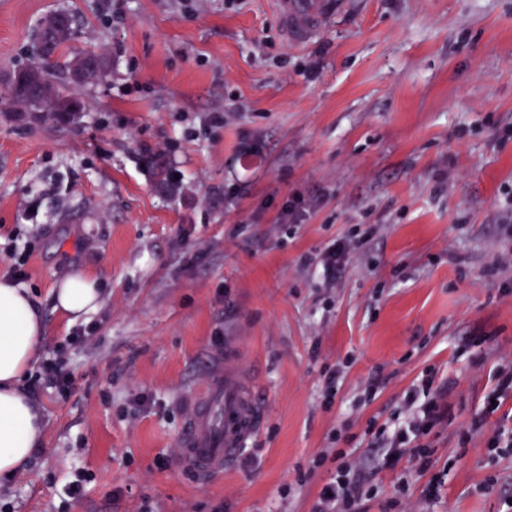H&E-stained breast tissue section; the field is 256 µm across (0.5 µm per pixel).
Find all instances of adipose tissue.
I'll list each match as a JSON object with an SVG mask.
<instances>
[{
	"label": "adipose tissue",
	"instance_id": "adipose-tissue-1",
	"mask_svg": "<svg viewBox=\"0 0 512 512\" xmlns=\"http://www.w3.org/2000/svg\"><path fill=\"white\" fill-rule=\"evenodd\" d=\"M53 298L56 308L75 320L101 304L95 280L81 271L60 280ZM44 332L43 317L28 289L0 276V479L24 469L43 442L41 411L20 383L33 367Z\"/></svg>",
	"mask_w": 512,
	"mask_h": 512
}]
</instances>
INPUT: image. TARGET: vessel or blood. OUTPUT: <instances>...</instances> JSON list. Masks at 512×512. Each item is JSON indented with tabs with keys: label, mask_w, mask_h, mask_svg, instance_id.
<instances>
[{
	"label": "vessel or blood",
	"mask_w": 512,
	"mask_h": 512,
	"mask_svg": "<svg viewBox=\"0 0 512 512\" xmlns=\"http://www.w3.org/2000/svg\"><path fill=\"white\" fill-rule=\"evenodd\" d=\"M277 8L285 31L303 38L323 25L332 5L330 0L316 6L311 0H277ZM262 417L254 382L239 366L234 347H227L223 371L195 398L183 426L181 456L185 466L203 479L223 474L258 431Z\"/></svg>",
	"instance_id": "1"
}]
</instances>
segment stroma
<instances>
[{
  "instance_id": "35a3bbf8",
  "label": "stroma",
  "mask_w": 512,
  "mask_h": 512,
  "mask_svg": "<svg viewBox=\"0 0 512 512\" xmlns=\"http://www.w3.org/2000/svg\"><path fill=\"white\" fill-rule=\"evenodd\" d=\"M334 3L296 41L276 0H0V275L29 253L38 356L65 348L77 378L66 397L25 378L44 446L0 512H314L354 461L363 512H505L512 453L481 413L512 367V267L493 268L512 248V0ZM63 10L62 59L110 71L76 87L79 122L31 125L3 79ZM296 196L313 206L283 223ZM343 238L360 247L326 282ZM75 270L102 305L73 322L51 291ZM229 344L264 418L210 483L181 432ZM413 390L450 417L389 448ZM358 245L359 242L342 239L329 246L319 260L325 277L335 279L344 267L351 249H355Z\"/></svg>"
}]
</instances>
